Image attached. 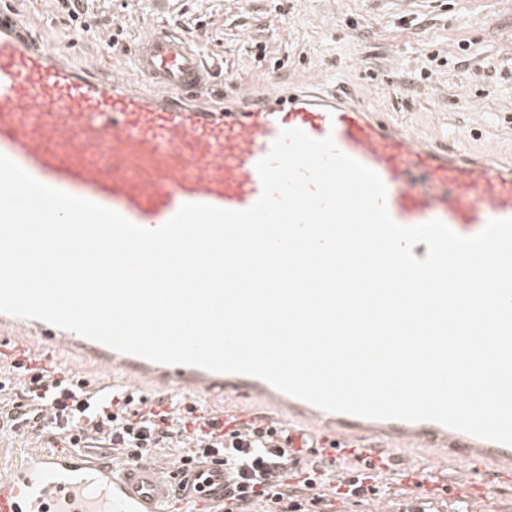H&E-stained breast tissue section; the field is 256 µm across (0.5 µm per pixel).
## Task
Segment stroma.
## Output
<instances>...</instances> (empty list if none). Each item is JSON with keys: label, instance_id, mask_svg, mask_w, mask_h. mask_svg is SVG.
<instances>
[{"label": "stroma", "instance_id": "1", "mask_svg": "<svg viewBox=\"0 0 512 512\" xmlns=\"http://www.w3.org/2000/svg\"><path fill=\"white\" fill-rule=\"evenodd\" d=\"M15 2L45 48L94 75L127 68L132 38L163 22L199 40L224 94L333 80L414 133L512 147V0H95L86 32L57 0ZM431 53L440 65L428 66ZM393 454L383 478L390 512L415 497L412 474L458 483L459 464L441 454Z\"/></svg>", "mask_w": 512, "mask_h": 512}]
</instances>
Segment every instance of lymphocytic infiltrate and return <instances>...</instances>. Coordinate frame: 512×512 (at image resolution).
Wrapping results in <instances>:
<instances>
[{
    "label": "lymphocytic infiltrate",
    "instance_id": "1",
    "mask_svg": "<svg viewBox=\"0 0 512 512\" xmlns=\"http://www.w3.org/2000/svg\"><path fill=\"white\" fill-rule=\"evenodd\" d=\"M28 373V379L20 384V421L34 422L42 413H49L65 438H72L77 431H94L104 435L129 462L153 453L176 434L190 442L192 458L212 453L222 456L235 479L224 497V512H252L261 503L266 512H322L330 494L354 499L380 493L379 474L350 468L344 485H333L335 462L323 458L299 466L291 449L276 445L270 438L259 439L255 425L220 436L212 416L196 415L191 408L174 414L164 397L152 407L136 408L121 392L90 399L86 381L61 377L54 365L32 367Z\"/></svg>",
    "mask_w": 512,
    "mask_h": 512
}]
</instances>
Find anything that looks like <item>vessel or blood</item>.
<instances>
[{
  "label": "vessel or blood",
  "mask_w": 512,
  "mask_h": 512,
  "mask_svg": "<svg viewBox=\"0 0 512 512\" xmlns=\"http://www.w3.org/2000/svg\"><path fill=\"white\" fill-rule=\"evenodd\" d=\"M131 70L146 83L82 74L39 44L27 15L0 11V154L40 182L154 229L186 203L229 210L251 207L262 193L257 163L281 130L299 128L315 139L333 136L339 150L375 171L386 186L395 222L414 226L439 219L462 236L479 233L493 218H512V165L488 161L434 137L417 141L388 114L337 90L302 86L262 96L240 93L215 106L212 66L196 40L163 24L134 40ZM42 340L122 374L124 387H150L171 397L201 390L230 397L239 411L262 401L281 408L290 426L287 447L301 454H349L380 464L378 439L446 449L449 461L473 464L461 480L471 502L487 485L474 470L512 460V446L481 439L432 421L408 423L321 410L246 374L157 363L38 319L0 313V348L17 333ZM319 422L324 447L307 443ZM233 480L223 463L116 462L84 449H62L47 433L40 446L0 460V512H223Z\"/></svg>",
  "instance_id": "b4317fda"
}]
</instances>
